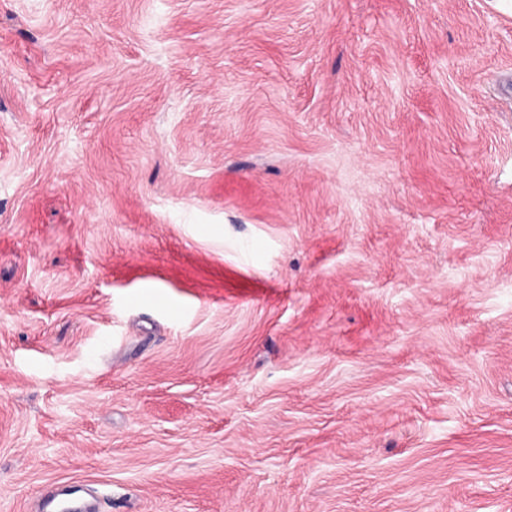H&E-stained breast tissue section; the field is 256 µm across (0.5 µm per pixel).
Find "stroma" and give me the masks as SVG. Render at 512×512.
<instances>
[{
	"label": "stroma",
	"mask_w": 512,
	"mask_h": 512,
	"mask_svg": "<svg viewBox=\"0 0 512 512\" xmlns=\"http://www.w3.org/2000/svg\"><path fill=\"white\" fill-rule=\"evenodd\" d=\"M512 512V8L0 0V512Z\"/></svg>",
	"instance_id": "35a3bbf8"
}]
</instances>
